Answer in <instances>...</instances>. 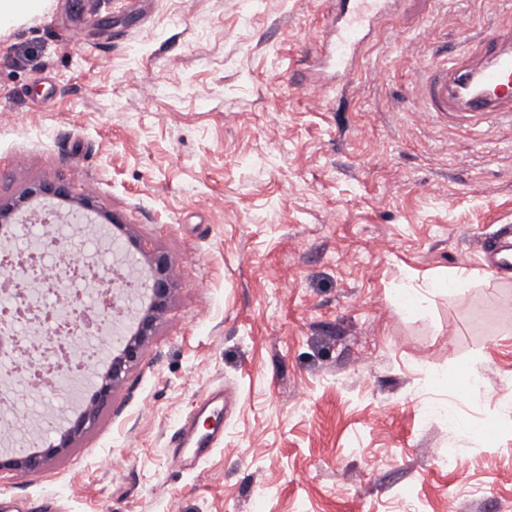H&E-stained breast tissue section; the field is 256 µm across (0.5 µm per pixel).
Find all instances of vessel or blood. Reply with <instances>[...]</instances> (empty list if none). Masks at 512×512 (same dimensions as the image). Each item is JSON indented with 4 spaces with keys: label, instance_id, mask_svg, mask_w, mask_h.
<instances>
[{
    "label": "vessel or blood",
    "instance_id": "vessel-or-blood-1",
    "mask_svg": "<svg viewBox=\"0 0 512 512\" xmlns=\"http://www.w3.org/2000/svg\"><path fill=\"white\" fill-rule=\"evenodd\" d=\"M401 0H336L327 21L326 40L305 78L309 87L344 81L360 65L359 48L377 22ZM423 111L436 115L470 114L512 118V30L488 31L472 51L426 64L417 87ZM221 439L218 432L181 430L173 443L178 465L201 457Z\"/></svg>",
    "mask_w": 512,
    "mask_h": 512
}]
</instances>
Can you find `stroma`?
Here are the masks:
<instances>
[{"mask_svg": "<svg viewBox=\"0 0 512 512\" xmlns=\"http://www.w3.org/2000/svg\"><path fill=\"white\" fill-rule=\"evenodd\" d=\"M330 8L48 0L0 30V204L64 182L175 261L170 311L111 407L40 474L1 472L0 512H448L452 495L512 512V417L496 410L512 272L479 251L512 225V122L435 117L415 93L418 59L512 11L403 0L315 107L290 67ZM463 269L462 292L401 295ZM472 370L482 395L466 400ZM217 389L233 399L222 444L177 468L172 436ZM6 397L0 433L39 414L36 449L83 403L18 374Z\"/></svg>", "mask_w": 512, "mask_h": 512, "instance_id": "stroma-1", "label": "stroma"}]
</instances>
